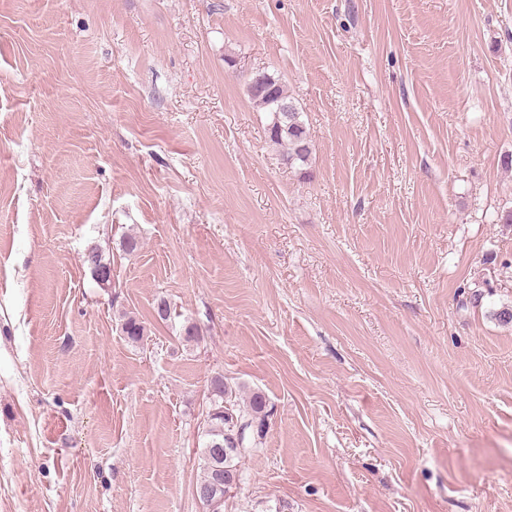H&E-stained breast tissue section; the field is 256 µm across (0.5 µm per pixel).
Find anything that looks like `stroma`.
I'll return each instance as SVG.
<instances>
[{
  "mask_svg": "<svg viewBox=\"0 0 512 512\" xmlns=\"http://www.w3.org/2000/svg\"><path fill=\"white\" fill-rule=\"evenodd\" d=\"M511 156L512 0H0V512H201L218 374L224 512H512ZM271 80L268 85V92L263 95L256 94L247 83V94L253 104L264 112L272 115L273 102L276 99L287 100L293 104L295 112H292L291 106L287 102L280 101L275 114V123L280 128L279 113L288 115L287 130L279 131L276 125L268 128L270 140L277 145L284 147L285 153L283 160L288 162L289 168L301 171V174H307V167L311 161L314 145L312 143L309 130L305 122L302 120V112L299 111L297 104L293 98L288 95L285 85L281 79L270 74ZM273 97V98H268ZM210 382L214 385L213 412L203 427L204 441L199 453L202 476L196 486L210 485L215 498H220L224 496V469L236 470L241 463L240 453L236 454L233 448H251L248 452L258 449L267 435L270 414L264 395L253 393L249 402L241 407L232 400V389L224 382L223 375L212 377ZM225 449L228 452L224 454ZM220 452L223 455L219 465L217 454ZM217 466L223 468V478L218 483L215 481Z\"/></svg>",
  "mask_w": 512,
  "mask_h": 512,
  "instance_id": "stroma-1",
  "label": "stroma"
}]
</instances>
